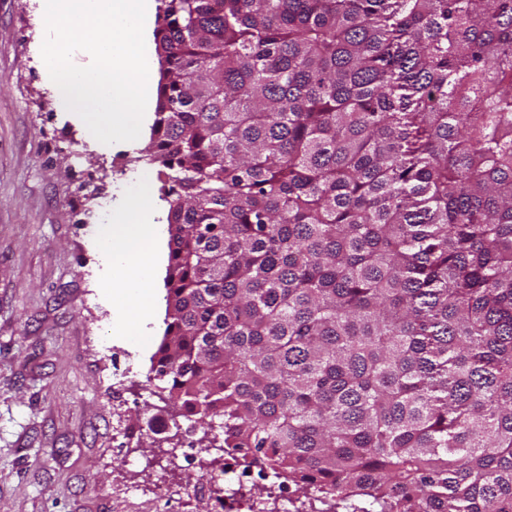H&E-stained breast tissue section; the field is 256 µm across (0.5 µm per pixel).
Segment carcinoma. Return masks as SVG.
Wrapping results in <instances>:
<instances>
[{"instance_id":"cac0c4a2","label":"carcinoma","mask_w":512,"mask_h":512,"mask_svg":"<svg viewBox=\"0 0 512 512\" xmlns=\"http://www.w3.org/2000/svg\"><path fill=\"white\" fill-rule=\"evenodd\" d=\"M146 376L328 512H512V0H160Z\"/></svg>"}]
</instances>
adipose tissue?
<instances>
[{"label": "adipose tissue", "mask_w": 512, "mask_h": 512, "mask_svg": "<svg viewBox=\"0 0 512 512\" xmlns=\"http://www.w3.org/2000/svg\"><path fill=\"white\" fill-rule=\"evenodd\" d=\"M150 181L149 175H142L141 185L130 191L120 209L113 215L111 232L97 231L93 241L102 247H109L111 241L133 237L146 246L145 255L116 251L112 254V274L101 281V294L111 298L113 304L112 330L123 336L128 331L129 308H136L141 323L153 319V300L145 285L154 276L158 265V225L154 221L156 205L144 186Z\"/></svg>", "instance_id": "1"}]
</instances>
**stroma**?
I'll list each match as a JSON object with an SVG mask.
<instances>
[{
	"instance_id": "35a3bbf8",
	"label": "stroma",
	"mask_w": 512,
	"mask_h": 512,
	"mask_svg": "<svg viewBox=\"0 0 512 512\" xmlns=\"http://www.w3.org/2000/svg\"><path fill=\"white\" fill-rule=\"evenodd\" d=\"M36 9L0 0V512H204L188 485L217 452L198 448L201 431L178 434L188 461L142 434L165 323L113 335L98 290L109 261L92 243L141 171L165 223V177L141 157L148 136L92 141L62 108L35 54Z\"/></svg>"
}]
</instances>
